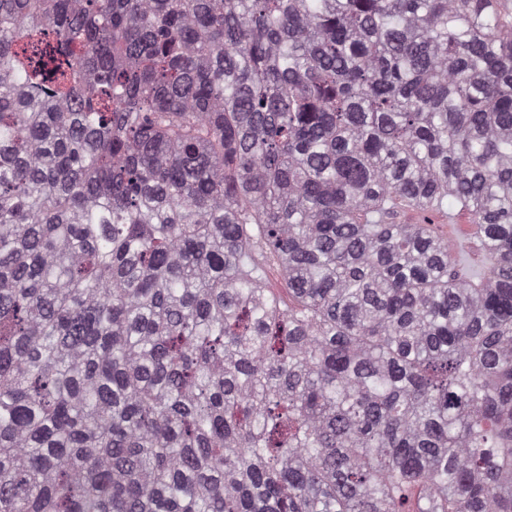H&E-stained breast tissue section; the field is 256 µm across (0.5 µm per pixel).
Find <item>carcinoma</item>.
Returning a JSON list of instances; mask_svg holds the SVG:
<instances>
[{
	"label": "carcinoma",
	"instance_id": "obj_1",
	"mask_svg": "<svg viewBox=\"0 0 512 512\" xmlns=\"http://www.w3.org/2000/svg\"><path fill=\"white\" fill-rule=\"evenodd\" d=\"M0 512H512V0H0Z\"/></svg>",
	"mask_w": 512,
	"mask_h": 512
}]
</instances>
